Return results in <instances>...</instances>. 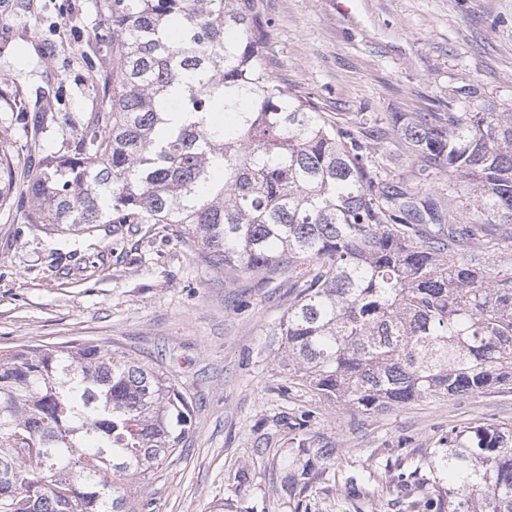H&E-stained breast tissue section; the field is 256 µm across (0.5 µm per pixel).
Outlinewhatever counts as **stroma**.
Returning a JSON list of instances; mask_svg holds the SVG:
<instances>
[{"mask_svg":"<svg viewBox=\"0 0 512 512\" xmlns=\"http://www.w3.org/2000/svg\"><path fill=\"white\" fill-rule=\"evenodd\" d=\"M0 26V149L18 184L72 136L37 130L34 103L100 111L89 61L98 0H33ZM277 76L350 127L392 112H512V0H261ZM29 33L34 58H9ZM28 201L0 208V348L94 341L158 361L192 403L183 448L135 483L144 512H425L448 484L437 462L453 427L512 423V393L430 397L360 416L289 378L276 332L295 293L287 272L239 277L201 261L169 224L101 226L60 239L28 224ZM330 448L292 498L280 464L295 422Z\"/></svg>","mask_w":512,"mask_h":512,"instance_id":"35a3bbf8","label":"stroma"}]
</instances>
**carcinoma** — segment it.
<instances>
[{
  "instance_id": "cac0c4a2",
  "label": "carcinoma",
  "mask_w": 512,
  "mask_h": 512,
  "mask_svg": "<svg viewBox=\"0 0 512 512\" xmlns=\"http://www.w3.org/2000/svg\"><path fill=\"white\" fill-rule=\"evenodd\" d=\"M88 112L0 207L53 235L173 224L205 262L286 271L280 364L349 417L428 396L512 393V113L395 112L392 134L473 212L388 172L384 147L276 76L249 0H102ZM191 402L157 363L86 341L0 350V512H139ZM293 459L330 453L301 436ZM438 512H512V425L448 431ZM314 468L285 471L303 492Z\"/></svg>"
}]
</instances>
